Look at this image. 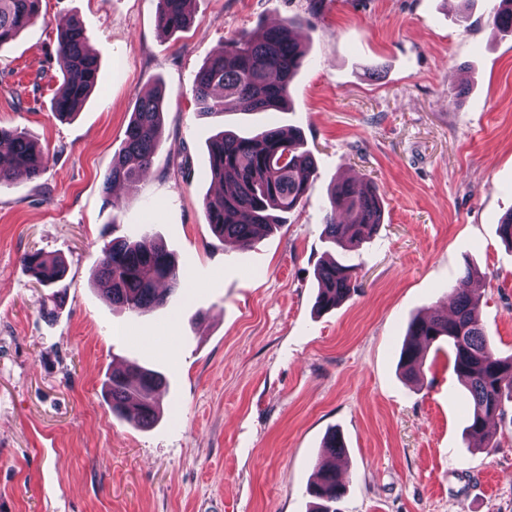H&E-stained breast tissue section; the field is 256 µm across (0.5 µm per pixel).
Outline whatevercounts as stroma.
<instances>
[{
    "label": "stroma",
    "instance_id": "obj_1",
    "mask_svg": "<svg viewBox=\"0 0 512 512\" xmlns=\"http://www.w3.org/2000/svg\"><path fill=\"white\" fill-rule=\"evenodd\" d=\"M158 0H41L0 50V127L48 153L35 179L0 186V512H310L306 493L329 431L347 447L337 512H512V423L498 448L468 436L465 388L447 350L424 381L398 362L413 316L446 308L466 265L487 277L479 318L512 355V34L496 0H195L190 27H157ZM77 17L100 65L73 119L57 24ZM308 63L285 112L203 115L195 75L225 40L289 18ZM166 89L163 142L135 186L106 192L137 98ZM299 130L314 185L287 224L246 250L211 231L209 138L222 129ZM373 182L384 220L337 253L327 192ZM147 224L186 279L168 303L131 314L91 284L112 236ZM62 256L66 301L25 253ZM358 271L350 297L317 312V267ZM138 361L167 379L148 429L115 417L103 384Z\"/></svg>",
    "mask_w": 512,
    "mask_h": 512
}]
</instances>
